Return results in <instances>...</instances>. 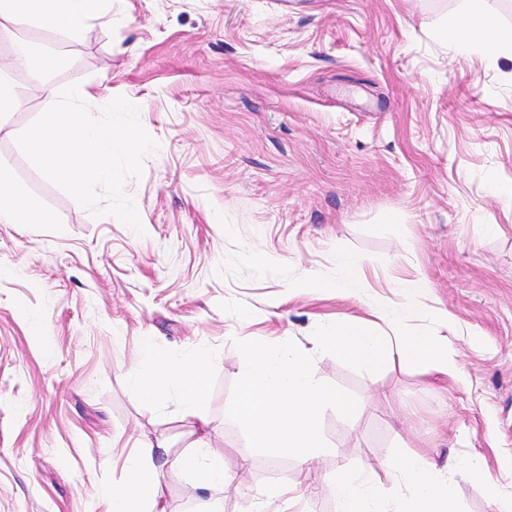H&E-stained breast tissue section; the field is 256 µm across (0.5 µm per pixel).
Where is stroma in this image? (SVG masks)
<instances>
[{
    "label": "stroma",
    "mask_w": 512,
    "mask_h": 512,
    "mask_svg": "<svg viewBox=\"0 0 512 512\" xmlns=\"http://www.w3.org/2000/svg\"><path fill=\"white\" fill-rule=\"evenodd\" d=\"M484 14L512 29V0H112L76 37L0 31V60L22 44L68 56L53 84L92 92L96 113L125 97L158 144L126 184L139 235L28 160L16 137L42 98L16 77L0 165L59 221L0 224V512H104L136 439L177 456L197 431L230 482H164L167 512H244L282 485L302 512H337L327 478L413 450L440 470L481 455L493 484L459 479L449 512H492L512 486V206L493 191L512 187V62L437 38ZM340 251L362 263L344 292ZM349 318L447 337L462 381L425 362L369 375L317 348ZM145 336L205 358L207 426L134 395ZM282 336L358 401L323 411L328 448L308 462L253 451L227 418L236 341Z\"/></svg>",
    "instance_id": "obj_1"
}]
</instances>
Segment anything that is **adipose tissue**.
Segmentation results:
<instances>
[{"instance_id": "ef3b65f1", "label": "adipose tissue", "mask_w": 512, "mask_h": 512, "mask_svg": "<svg viewBox=\"0 0 512 512\" xmlns=\"http://www.w3.org/2000/svg\"><path fill=\"white\" fill-rule=\"evenodd\" d=\"M96 0H0V21L22 27L41 28L75 35L85 27ZM442 39L463 54L485 59L512 56V30L501 27L489 14L470 20L463 18L441 29ZM57 215L28 199L13 182L8 169L0 166V224H54ZM318 347L333 348L367 373H375L393 360H431L454 379L463 372L452 362V350L444 336H406L397 326L381 329L365 319L353 318L319 337ZM145 360L133 377V392L146 403L177 398L198 419H205L206 364L193 353L171 359L158 350L150 338H143ZM163 439H144L124 462L122 486L107 503L110 512H166L161 506L159 487L163 473L189 475L194 490L222 486L223 468L206 463L208 445L192 441L190 453L169 458ZM387 482H379L373 473L343 469L327 483L328 493L336 500L338 512H448L456 496L459 476L468 475L479 482L488 473L481 456L456 461L448 469L432 472L427 457L414 452L387 463Z\"/></svg>"}]
</instances>
